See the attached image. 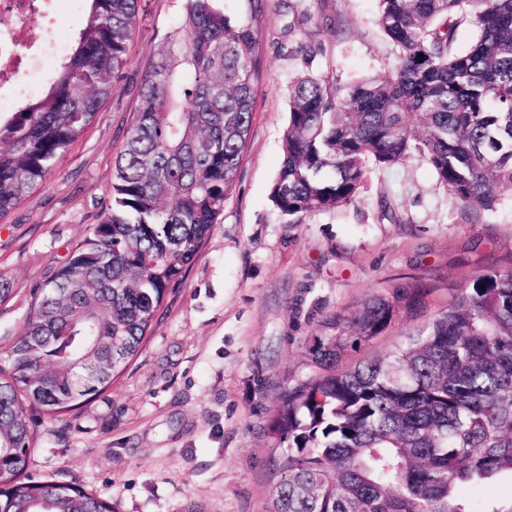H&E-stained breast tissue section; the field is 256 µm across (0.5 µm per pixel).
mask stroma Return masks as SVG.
Instances as JSON below:
<instances>
[{"label": "stroma", "instance_id": "obj_1", "mask_svg": "<svg viewBox=\"0 0 512 512\" xmlns=\"http://www.w3.org/2000/svg\"><path fill=\"white\" fill-rule=\"evenodd\" d=\"M377 0H268L264 80L236 188L214 231L169 291L151 334L114 385L65 421L33 418L24 477L72 482L120 512H265L274 487L267 423L285 390L312 378L307 347L326 317L357 312L388 285L423 279L422 316H402L344 365L380 356L438 314L481 270L512 269V190L494 211L463 208L418 153L376 169L355 204L283 224L269 194L282 157L288 85L314 69L348 85L391 74L399 51ZM179 0H141L111 98L52 175L0 217V368L30 308L97 224L112 164L136 119L137 91Z\"/></svg>", "mask_w": 512, "mask_h": 512}]
</instances>
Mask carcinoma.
<instances>
[{
  "label": "carcinoma",
  "instance_id": "cac0c4a2",
  "mask_svg": "<svg viewBox=\"0 0 512 512\" xmlns=\"http://www.w3.org/2000/svg\"><path fill=\"white\" fill-rule=\"evenodd\" d=\"M52 82L0 114V216L46 181L112 96L140 0H87ZM138 91L92 234L33 295L0 369V512H118L81 486L23 481L30 414L59 419L112 386L211 236L237 184L263 79L266 0L228 12L181 0ZM395 72L340 85L312 69L288 86L270 200L284 224L353 205L372 168L417 151L466 208L512 189V0H378ZM477 30L471 49L456 31ZM421 280L373 294L309 350L319 374L282 395L267 424L278 452L266 512H474L464 485L512 477V270H485L386 354L338 368L344 350L423 307ZM89 362L92 381L74 365Z\"/></svg>",
  "mask_w": 512,
  "mask_h": 512
}]
</instances>
